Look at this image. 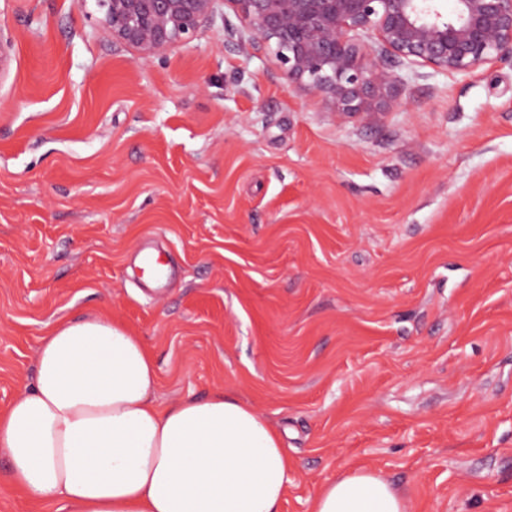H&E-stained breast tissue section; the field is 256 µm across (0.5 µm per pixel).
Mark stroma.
<instances>
[{
    "instance_id": "1",
    "label": "stroma",
    "mask_w": 512,
    "mask_h": 512,
    "mask_svg": "<svg viewBox=\"0 0 512 512\" xmlns=\"http://www.w3.org/2000/svg\"><path fill=\"white\" fill-rule=\"evenodd\" d=\"M99 17L0 0V409L52 324L97 317L148 347L159 405L221 389L287 430L279 512L356 468L409 512H512V58L401 68L380 122L340 120L231 8L146 60ZM7 467L0 512H66ZM139 270L142 278L154 284L156 288L166 286L172 274L169 262L147 248L139 252Z\"/></svg>"
}]
</instances>
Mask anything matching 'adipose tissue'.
<instances>
[{"label": "adipose tissue", "instance_id": "obj_1", "mask_svg": "<svg viewBox=\"0 0 512 512\" xmlns=\"http://www.w3.org/2000/svg\"><path fill=\"white\" fill-rule=\"evenodd\" d=\"M155 362L124 326L62 321L42 336L37 376L0 410L13 484L70 512H279L289 458L280 433L222 391L158 407ZM314 512H407L381 474L328 481Z\"/></svg>", "mask_w": 512, "mask_h": 512}]
</instances>
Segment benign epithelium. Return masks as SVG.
<instances>
[{
	"label": "benign epithelium",
	"mask_w": 512,
	"mask_h": 512,
	"mask_svg": "<svg viewBox=\"0 0 512 512\" xmlns=\"http://www.w3.org/2000/svg\"><path fill=\"white\" fill-rule=\"evenodd\" d=\"M243 19L276 64L339 118L379 122L397 68L469 75L512 51V0H97L112 38L145 59L192 41L218 2Z\"/></svg>",
	"instance_id": "obj_1"
}]
</instances>
